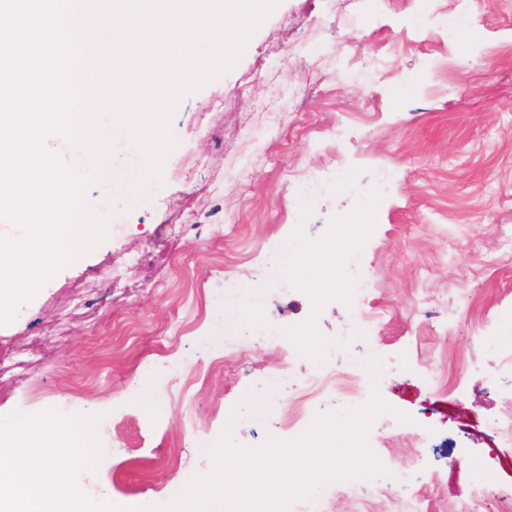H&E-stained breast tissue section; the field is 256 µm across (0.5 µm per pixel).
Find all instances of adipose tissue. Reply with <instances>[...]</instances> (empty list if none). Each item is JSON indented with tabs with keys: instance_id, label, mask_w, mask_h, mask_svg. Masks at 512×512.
Returning a JSON list of instances; mask_svg holds the SVG:
<instances>
[{
	"instance_id": "adipose-tissue-1",
	"label": "adipose tissue",
	"mask_w": 512,
	"mask_h": 512,
	"mask_svg": "<svg viewBox=\"0 0 512 512\" xmlns=\"http://www.w3.org/2000/svg\"><path fill=\"white\" fill-rule=\"evenodd\" d=\"M96 430L90 412L0 423V487L19 500H0V512H88L74 476L89 463L83 449Z\"/></svg>"
}]
</instances>
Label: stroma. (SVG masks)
I'll return each mask as SVG.
<instances>
[{
  "mask_svg": "<svg viewBox=\"0 0 512 512\" xmlns=\"http://www.w3.org/2000/svg\"><path fill=\"white\" fill-rule=\"evenodd\" d=\"M472 18L465 61L448 0L425 13L280 0L238 62L168 112L160 181L117 194L91 180L111 231L0 325L19 363L0 379V419L95 410L80 476L95 512L171 500L224 428L242 446L291 439L280 417L327 363L391 407L369 443L388 495L356 502L328 485L330 512H398L405 484L424 512L476 498L490 476L512 487V443L493 432L512 418V0H476ZM288 165L333 189L300 203ZM367 204L370 231L350 235ZM190 219L204 238L175 232ZM282 245L304 276L263 284L259 257ZM325 246L342 277L320 295L306 282ZM364 273L374 286L354 308L345 296ZM285 362L291 379L272 382ZM261 407L271 422L254 421Z\"/></svg>",
  "mask_w": 512,
  "mask_h": 512,
  "instance_id": "stroma-1",
  "label": "stroma"
}]
</instances>
